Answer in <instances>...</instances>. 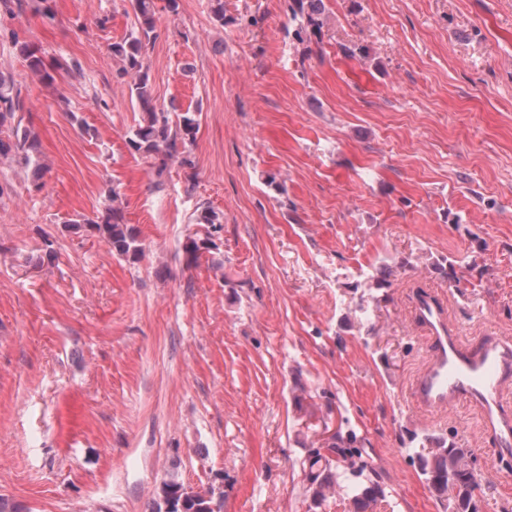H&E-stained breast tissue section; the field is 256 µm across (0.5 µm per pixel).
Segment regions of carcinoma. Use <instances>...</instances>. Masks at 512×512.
Listing matches in <instances>:
<instances>
[{
  "label": "carcinoma",
  "mask_w": 512,
  "mask_h": 512,
  "mask_svg": "<svg viewBox=\"0 0 512 512\" xmlns=\"http://www.w3.org/2000/svg\"><path fill=\"white\" fill-rule=\"evenodd\" d=\"M136 15V30L121 43L112 45V53L123 63L122 74L132 78L130 97L144 111L142 122L129 138L130 146L147 157H159L158 172H163L166 160L179 153V148L192 143L198 129L194 112H184L171 118L168 112H158L152 105V92L148 74L144 67L145 50L155 38L156 0H133ZM288 11L292 19L302 21L301 28L321 31L324 25L323 0H289ZM29 70L42 77H49L44 62L36 51L27 46L21 48ZM13 84L0 74V127L11 129L14 141L0 139V157L13 155L25 165L32 163L29 151L35 139L31 133L20 129L15 121L18 100L12 96ZM195 221L209 225L204 238H191L185 246L187 260L197 262L200 254L218 248L215 234L221 230V218L210 207L197 211ZM67 228L74 233H89L103 240L117 255L133 262L140 259L142 248L134 228L125 223L123 210L112 205L101 220L71 219ZM410 448L418 462L422 475L439 497L448 502V512H482V501L476 490L481 483L471 481L474 472L465 449L444 437L414 435ZM354 451L343 445L339 436L324 450L316 449L308 459L311 490V508H321L327 499L340 492L345 493L353 512H366L371 503L383 495V489L368 462L358 464L350 461ZM221 501L215 499L214 491H194L175 478L163 482L156 508L152 512H220Z\"/></svg>",
  "instance_id": "carcinoma-1"
}]
</instances>
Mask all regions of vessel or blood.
Here are the masks:
<instances>
[{"label": "vessel or blood", "mask_w": 512, "mask_h": 512, "mask_svg": "<svg viewBox=\"0 0 512 512\" xmlns=\"http://www.w3.org/2000/svg\"><path fill=\"white\" fill-rule=\"evenodd\" d=\"M412 308L428 334L430 353L408 380L410 405L429 418L467 408L492 440L495 455L511 454L512 410L506 402L512 399V336L464 338L438 293L418 296Z\"/></svg>", "instance_id": "obj_1"}]
</instances>
